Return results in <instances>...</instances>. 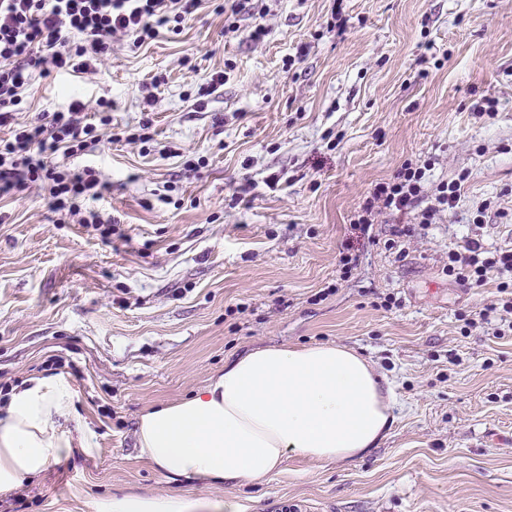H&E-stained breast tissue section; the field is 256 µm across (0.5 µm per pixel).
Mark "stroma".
Here are the masks:
<instances>
[{
  "instance_id": "1",
  "label": "stroma",
  "mask_w": 512,
  "mask_h": 512,
  "mask_svg": "<svg viewBox=\"0 0 512 512\" xmlns=\"http://www.w3.org/2000/svg\"><path fill=\"white\" fill-rule=\"evenodd\" d=\"M202 0L178 32L114 40L82 77L33 74L17 121L111 103L112 130L150 111L147 147L58 155L111 189L82 209L110 239L61 224L42 192L0 198V384L65 375L86 435L0 512H96L127 494L226 500L241 512H512V335L459 320L496 298L446 272L482 201L484 243L512 246V0H239L226 30ZM191 66H184V59ZM224 84L198 101L213 73ZM496 102L485 114L486 99ZM468 180L405 258L410 215L352 222L407 160ZM358 257L342 274L341 254ZM392 296L385 310L377 298ZM338 343L378 367L393 421L351 465L291 454L263 486L176 484L138 455L147 408L182 399L225 358Z\"/></svg>"
}]
</instances>
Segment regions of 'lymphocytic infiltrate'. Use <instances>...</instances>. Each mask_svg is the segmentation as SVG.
I'll list each match as a JSON object with an SVG mask.
<instances>
[{"mask_svg": "<svg viewBox=\"0 0 512 512\" xmlns=\"http://www.w3.org/2000/svg\"><path fill=\"white\" fill-rule=\"evenodd\" d=\"M199 0H0V126H11V136L0 139V195L29 186L43 192L50 208L64 216L79 214L82 203L97 200L105 187L92 167L71 172L59 169L57 153L80 154L100 139V127L111 124L108 114L98 123L83 120L81 103L43 112L36 120L17 123L13 112L33 72L90 74L112 51L114 36L135 44L155 39L161 29L182 24L199 7ZM431 161L404 162L394 177L378 183L366 198L357 222L368 228L376 213L413 214L408 224L395 225L387 249L404 253L405 245L436 223L441 213L457 207L466 174L427 190ZM477 235L462 250L448 253L447 272L460 285L479 288L495 280L498 297L481 309L476 321L497 316L496 335L512 333V249L484 247Z\"/></svg>", "mask_w": 512, "mask_h": 512, "instance_id": "obj_1", "label": "lymphocytic infiltrate"}]
</instances>
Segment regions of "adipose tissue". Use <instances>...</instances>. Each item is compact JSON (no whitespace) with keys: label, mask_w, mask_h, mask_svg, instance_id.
<instances>
[{"label":"adipose tissue","mask_w":512,"mask_h":512,"mask_svg":"<svg viewBox=\"0 0 512 512\" xmlns=\"http://www.w3.org/2000/svg\"><path fill=\"white\" fill-rule=\"evenodd\" d=\"M379 373L339 344L267 345L226 361L191 396L144 411L141 458L172 480L267 483L288 454L350 464L386 435L392 399ZM74 412L64 375L32 377L0 402V495L22 488L51 458L89 448L63 427ZM185 498L129 495L101 512H199Z\"/></svg>","instance_id":"1"}]
</instances>
